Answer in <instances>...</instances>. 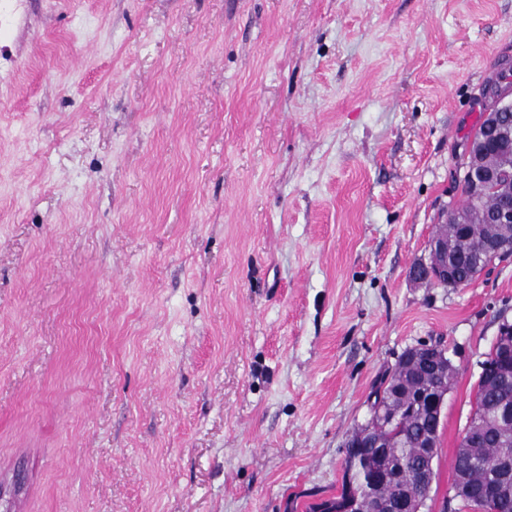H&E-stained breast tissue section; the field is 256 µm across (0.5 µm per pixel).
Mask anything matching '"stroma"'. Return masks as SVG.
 I'll return each instance as SVG.
<instances>
[{
	"label": "stroma",
	"mask_w": 512,
	"mask_h": 512,
	"mask_svg": "<svg viewBox=\"0 0 512 512\" xmlns=\"http://www.w3.org/2000/svg\"><path fill=\"white\" fill-rule=\"evenodd\" d=\"M506 62L512 0H0V512H304L436 342L441 512L512 257L409 270Z\"/></svg>",
	"instance_id": "stroma-1"
}]
</instances>
